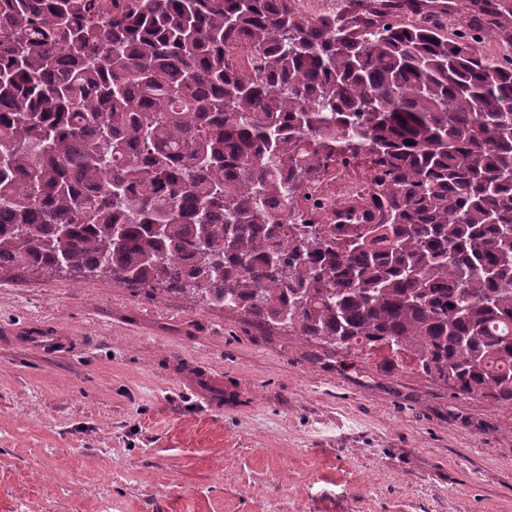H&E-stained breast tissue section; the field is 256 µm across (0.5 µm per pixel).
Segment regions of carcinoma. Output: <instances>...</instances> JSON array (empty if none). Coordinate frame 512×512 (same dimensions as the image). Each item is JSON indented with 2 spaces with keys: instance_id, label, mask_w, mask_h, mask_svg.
Segmentation results:
<instances>
[{
  "instance_id": "cac0c4a2",
  "label": "carcinoma",
  "mask_w": 512,
  "mask_h": 512,
  "mask_svg": "<svg viewBox=\"0 0 512 512\" xmlns=\"http://www.w3.org/2000/svg\"><path fill=\"white\" fill-rule=\"evenodd\" d=\"M350 4L0 0V282L63 263L512 406V52ZM331 162L378 209L341 238L288 222ZM296 10L313 20H317L325 14L336 13L335 0H294Z\"/></svg>"
}]
</instances>
